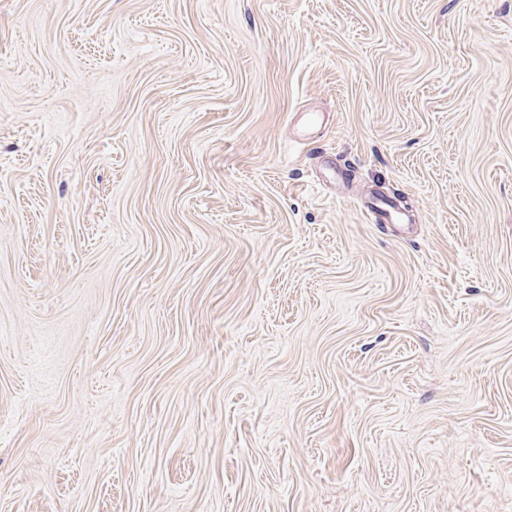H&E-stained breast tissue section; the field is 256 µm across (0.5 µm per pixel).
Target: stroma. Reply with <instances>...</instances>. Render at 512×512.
<instances>
[{"label":"stroma","mask_w":512,"mask_h":512,"mask_svg":"<svg viewBox=\"0 0 512 512\" xmlns=\"http://www.w3.org/2000/svg\"><path fill=\"white\" fill-rule=\"evenodd\" d=\"M0 512H512V0H0Z\"/></svg>","instance_id":"obj_1"}]
</instances>
